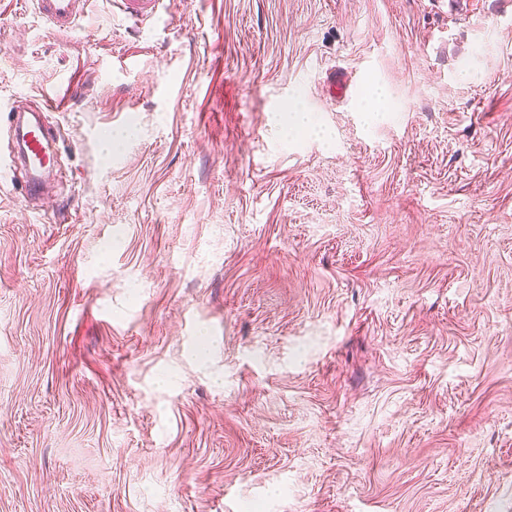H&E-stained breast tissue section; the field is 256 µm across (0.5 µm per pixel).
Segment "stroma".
I'll list each match as a JSON object with an SVG mask.
<instances>
[{"mask_svg":"<svg viewBox=\"0 0 512 512\" xmlns=\"http://www.w3.org/2000/svg\"><path fill=\"white\" fill-rule=\"evenodd\" d=\"M46 92L0 512H512V0H0V103ZM35 14L50 28L69 31L76 27L87 9L88 0H31ZM128 18L157 23L169 14L171 0H109Z\"/></svg>","mask_w":512,"mask_h":512,"instance_id":"stroma-1","label":"stroma"}]
</instances>
